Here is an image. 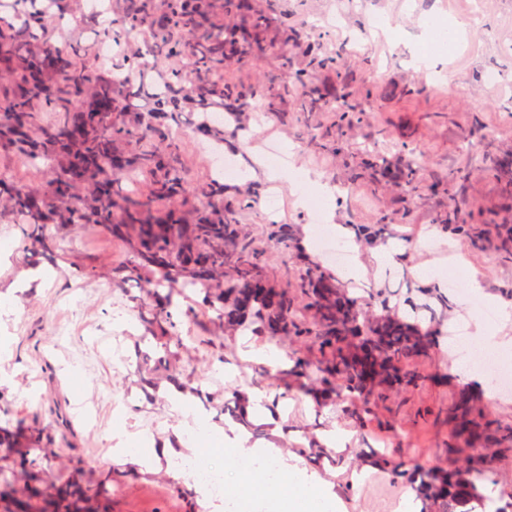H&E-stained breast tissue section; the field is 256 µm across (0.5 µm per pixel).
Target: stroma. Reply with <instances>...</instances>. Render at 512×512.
Listing matches in <instances>:
<instances>
[{
	"mask_svg": "<svg viewBox=\"0 0 512 512\" xmlns=\"http://www.w3.org/2000/svg\"><path fill=\"white\" fill-rule=\"evenodd\" d=\"M256 6L277 16L291 13L306 31H320L323 43L342 49L347 68L357 71L364 86L357 96L360 114L342 125L336 113L318 112L315 124L339 125L352 151H379L389 158L407 151L424 161L423 188L405 199L366 177L349 181L345 155L318 153L302 138L300 124H283L252 106L246 119L255 138H279L290 157V175L278 182V223L296 225L300 237L308 235L307 209L296 205L292 179H304L311 195L338 187L342 198L329 209L334 223L384 224L380 244L403 254L382 269L374 246H357L365 286L386 289L391 303H404L422 287L417 266L439 267L450 252L463 260L484 294L496 297L511 288L512 254L438 234L435 217L454 200L434 185L465 171L464 196L480 222L512 225V187L481 161L488 154L512 155V88L485 79L497 68L512 80V0H256ZM426 27L453 34L439 89L416 63ZM247 229L266 254L270 283L295 284L300 267L278 249L268 221L253 215ZM47 230L61 241L54 263L28 250L24 225L0 223V244L11 245L10 251H0V341L12 350L11 359L0 362V427L47 430L46 441L29 450L46 459L43 497L36 502L41 512H48L57 490L93 485L107 476L117 481L111 498L85 501V512H224L199 501L170 465L189 452L181 435L184 417L172 403L176 396L223 429V439L212 443L214 465L225 466L230 445L256 449L319 485L329 512H396L402 496L415 490L409 473L456 465L447 451L445 416L459 385L460 356L448 325L478 317L470 292L449 293L451 306L436 327L430 356L407 362L411 370L427 374V381L379 400L362 426L335 404L315 403L309 389L316 379H308L304 391L285 389L280 365L250 356L270 347L286 360L299 357L313 364L323 356L318 346L286 336L264 340L246 327L225 335L223 320L206 304L207 281L183 288L174 298L173 319L187 351L181 374H173L159 341L129 324L147 299V276L113 283V270L128 261L125 246L96 224H51ZM68 364L73 374L64 373ZM256 389L282 396L285 419L261 421L256 430L240 423L236 396ZM58 405L70 424L65 434L53 425ZM119 418L128 433L147 435L167 449V456L152 465L114 460L109 434ZM333 429L352 435L344 453L301 455L309 437ZM379 444L401 478L356 464V457L372 458ZM482 484L487 498H512V447L497 450ZM347 485L352 492L346 496Z\"/></svg>",
	"mask_w": 512,
	"mask_h": 512,
	"instance_id": "1",
	"label": "stroma"
}]
</instances>
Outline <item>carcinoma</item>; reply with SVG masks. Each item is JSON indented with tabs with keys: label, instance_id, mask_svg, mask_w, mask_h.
Masks as SVG:
<instances>
[{
	"label": "carcinoma",
	"instance_id": "1",
	"mask_svg": "<svg viewBox=\"0 0 512 512\" xmlns=\"http://www.w3.org/2000/svg\"><path fill=\"white\" fill-rule=\"evenodd\" d=\"M13 2V11H0V148L53 162L43 182L0 179V218L29 224V249L50 260L58 254L57 240L42 224H99L127 245L120 274L160 269L165 278L187 285L204 277L217 281L218 291L207 302L222 316L224 330L250 317L256 336L318 344L323 360L312 368L296 360L283 375L300 387L314 371L321 387L313 393L360 424L387 393L418 385L422 375L407 370L404 361L429 355L436 318L450 307L448 296L425 291L438 305H421L430 313L425 325L390 307L375 288L366 299L353 298L336 276L307 267L295 284L308 300L306 319L290 289L273 288L263 278L264 259L240 220L254 193L229 195L214 178L187 180L184 141L202 138L220 147L227 136L238 139L248 129L240 115L254 103L284 117L290 102L303 115L353 113L359 78L337 55L288 16L273 23L252 0H118L116 28L79 14L78 0H55L59 11L75 19L66 34L52 14L31 6L33 0ZM84 25L123 43L112 68L99 61L95 43L78 42ZM146 54L153 58L157 85L145 82ZM263 55L291 71L292 80L229 76L234 66ZM141 93L150 99L146 110L131 104ZM185 112L197 113L194 131L157 146V139L181 125ZM309 136L321 152L342 150L334 128L317 127ZM423 168L417 160L394 161L376 151L350 156L352 177L366 175L404 194L418 191ZM188 197L203 202L192 223L182 210ZM435 223L464 240L490 237L485 224L460 223L456 209L439 213ZM272 239L301 257L293 225H276ZM375 305L385 313L373 320L367 309ZM172 306L170 291L156 307L139 310L137 320L144 335L166 339L177 368L184 343ZM447 421L450 436L479 443L491 454L512 447V426L495 424L467 385L458 387ZM478 465L469 455L462 466L413 475L425 512H476L484 506L487 497L472 476Z\"/></svg>",
	"mask_w": 512,
	"mask_h": 512
}]
</instances>
